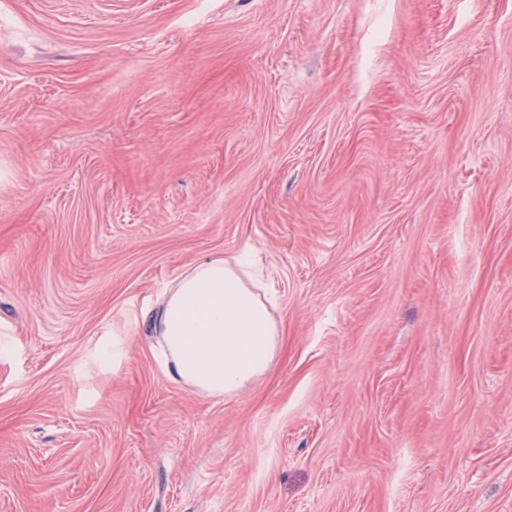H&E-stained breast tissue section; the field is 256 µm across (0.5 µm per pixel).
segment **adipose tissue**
<instances>
[{"label":"adipose tissue","instance_id":"ef3b65f1","mask_svg":"<svg viewBox=\"0 0 512 512\" xmlns=\"http://www.w3.org/2000/svg\"><path fill=\"white\" fill-rule=\"evenodd\" d=\"M154 328L169 378L217 397L236 394L269 369L278 335L266 301L220 257L175 279Z\"/></svg>","mask_w":512,"mask_h":512}]
</instances>
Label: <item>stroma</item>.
<instances>
[{
  "instance_id": "35a3bbf8",
  "label": "stroma",
  "mask_w": 512,
  "mask_h": 512,
  "mask_svg": "<svg viewBox=\"0 0 512 512\" xmlns=\"http://www.w3.org/2000/svg\"><path fill=\"white\" fill-rule=\"evenodd\" d=\"M245 251L270 369L174 383ZM0 512H512V0H0ZM266 301L224 257L181 274L154 314L169 378L222 397L265 373L278 335Z\"/></svg>"
}]
</instances>
